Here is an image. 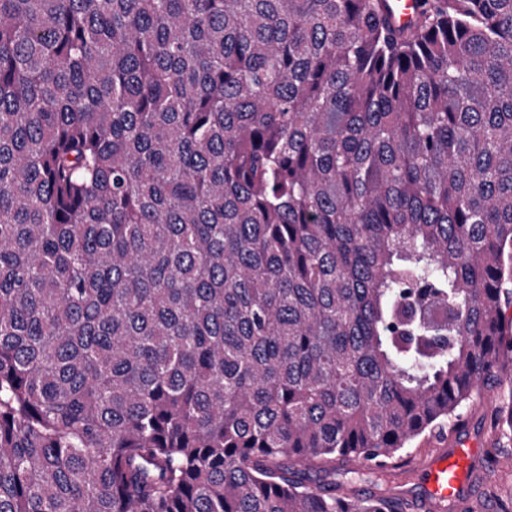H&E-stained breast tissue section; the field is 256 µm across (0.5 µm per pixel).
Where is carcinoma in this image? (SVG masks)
<instances>
[{
	"mask_svg": "<svg viewBox=\"0 0 512 512\" xmlns=\"http://www.w3.org/2000/svg\"><path fill=\"white\" fill-rule=\"evenodd\" d=\"M0 0V512H409L494 374L512 0ZM386 487L403 498L415 497L419 493L418 477L409 475V468L391 470L387 477Z\"/></svg>",
	"mask_w": 512,
	"mask_h": 512,
	"instance_id": "cac0c4a2",
	"label": "carcinoma"
}]
</instances>
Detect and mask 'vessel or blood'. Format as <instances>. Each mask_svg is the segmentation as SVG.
I'll list each match as a JSON object with an SVG mask.
<instances>
[{
  "label": "vessel or blood",
  "mask_w": 512,
  "mask_h": 512,
  "mask_svg": "<svg viewBox=\"0 0 512 512\" xmlns=\"http://www.w3.org/2000/svg\"><path fill=\"white\" fill-rule=\"evenodd\" d=\"M476 444L456 440L453 447L424 459L419 466L422 485L417 503L421 512H446L448 506H463L471 496L475 473Z\"/></svg>",
  "instance_id": "obj_1"
}]
</instances>
